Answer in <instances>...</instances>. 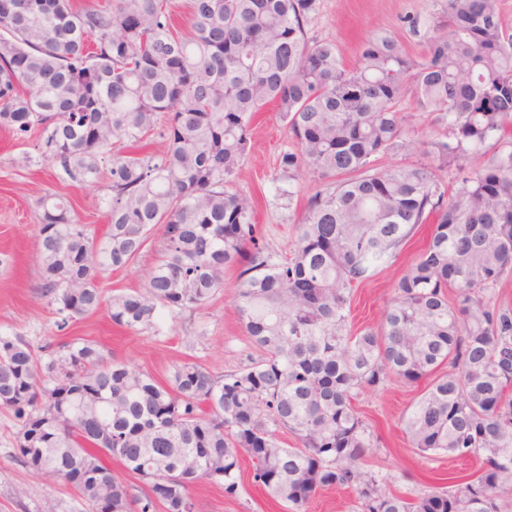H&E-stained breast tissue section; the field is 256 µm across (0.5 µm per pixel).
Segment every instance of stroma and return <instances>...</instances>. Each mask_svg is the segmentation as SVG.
<instances>
[{
  "label": "stroma",
  "instance_id": "35a3bbf8",
  "mask_svg": "<svg viewBox=\"0 0 512 512\" xmlns=\"http://www.w3.org/2000/svg\"><path fill=\"white\" fill-rule=\"evenodd\" d=\"M445 0H320L319 10L307 25L312 40L333 41L345 66H353L365 40L386 30L416 60L427 54L433 25L442 15ZM252 151L238 170L234 190L252 197L259 235L269 251L287 257L307 198L318 183L311 171L293 182L292 197L282 196L279 154L291 148L288 134L274 110L260 113L251 130ZM36 162L17 167L20 153ZM68 199L79 223L95 235L107 229L101 198L103 189L60 182L50 162L41 158V139L29 134L17 140L0 130V336L22 337L33 349L60 347L76 341H94L109 359L133 364L159 381H167L174 364L189 361L214 374L247 364L257 352L238 319L237 270H228L223 289L205 307L160 316L161 332L131 331L116 326L106 310L61 320L40 295L42 268L38 260L36 202L44 193ZM431 227L423 225L398 250L395 258L379 265L373 277L355 288L350 298L352 331L377 327L394 297V286L416 256L426 247ZM157 252L146 247L129 266L106 272L101 286L115 289L143 288ZM425 381L408 384L390 379L384 387L365 391L354 406L377 436V446L366 458V468L385 475L391 491L404 495L428 492L441 484L445 474L475 473L478 460L442 455H419L403 431L405 411L422 394ZM19 423L12 412L0 409V512H86L77 492L68 484L33 473L17 452ZM239 487L234 496L221 486L199 482L191 490L199 512H285L252 479V461L242 457Z\"/></svg>",
  "mask_w": 512,
  "mask_h": 512
}]
</instances>
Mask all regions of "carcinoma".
<instances>
[{
  "instance_id": "carcinoma-1",
  "label": "carcinoma",
  "mask_w": 512,
  "mask_h": 512,
  "mask_svg": "<svg viewBox=\"0 0 512 512\" xmlns=\"http://www.w3.org/2000/svg\"><path fill=\"white\" fill-rule=\"evenodd\" d=\"M318 0H189L190 26L169 0H0V128L40 132L57 178L104 185L108 230L96 238L60 196L37 201L41 296L68 320L102 305L127 330L157 314L197 310L239 270L237 311L257 359L223 375L197 363L167 381L102 347L74 342L44 368L19 337L0 336V407L22 420L18 452L37 474L72 484L89 512H197L201 480H253L302 512L320 489L354 491L357 512H502L512 489V306L492 301L512 271V147L481 169L469 155L512 126V33L500 0H447L429 56L410 57L383 33L347 70L331 41L311 42ZM451 128L412 137L398 101ZM274 105L293 148L279 158L307 199L289 256L259 243L253 202L230 190L251 150L255 114ZM164 149L134 151L154 131ZM422 152L426 163L384 165ZM454 172L441 190L435 170ZM421 224L426 249L395 285L376 330L354 334L352 290L396 255ZM164 227L142 290L99 280L123 268ZM430 379L403 419L422 455L482 459L448 489L415 497L364 467L374 447L353 400L391 377ZM292 433L287 446L278 432ZM151 482L132 495L98 456Z\"/></svg>"
}]
</instances>
